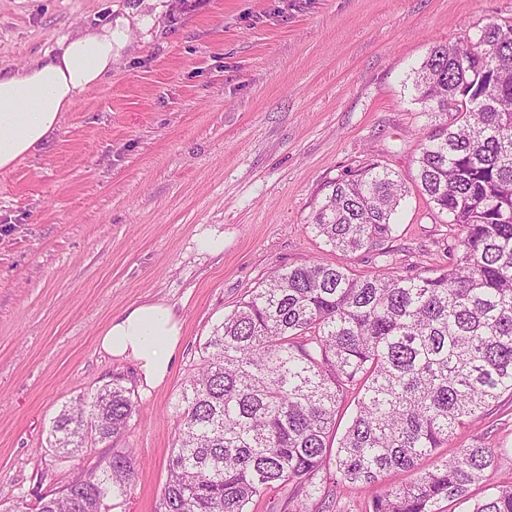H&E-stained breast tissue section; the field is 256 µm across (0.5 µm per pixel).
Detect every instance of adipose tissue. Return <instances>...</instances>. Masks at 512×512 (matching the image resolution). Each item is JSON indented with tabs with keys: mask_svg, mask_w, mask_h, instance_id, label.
Here are the masks:
<instances>
[{
	"mask_svg": "<svg viewBox=\"0 0 512 512\" xmlns=\"http://www.w3.org/2000/svg\"><path fill=\"white\" fill-rule=\"evenodd\" d=\"M123 28L104 24L68 37L58 53L44 54L0 76V169L23 161L60 130L79 97L112 71ZM182 324L172 307L146 302L114 316L98 337L100 351L132 357L142 375L161 384L181 342Z\"/></svg>",
	"mask_w": 512,
	"mask_h": 512,
	"instance_id": "1",
	"label": "adipose tissue"
}]
</instances>
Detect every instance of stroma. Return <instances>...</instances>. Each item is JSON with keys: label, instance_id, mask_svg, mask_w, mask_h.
<instances>
[{"label": "stroma", "instance_id": "35a3bbf8", "mask_svg": "<svg viewBox=\"0 0 512 512\" xmlns=\"http://www.w3.org/2000/svg\"><path fill=\"white\" fill-rule=\"evenodd\" d=\"M510 20L512 0H0L1 77L84 27L130 33L59 132L0 171V501L35 504L117 447L135 454L125 512H154L213 325L278 267L372 271L307 231L326 183L372 162L409 174L420 138L448 120L425 115L413 87L430 48ZM396 222L398 269L447 265L426 196L411 190ZM154 301L183 327L157 386L96 345L111 316ZM116 372L139 416L113 442L56 454L53 419ZM476 439L506 451L490 482L512 483V397L445 453Z\"/></svg>", "mask_w": 512, "mask_h": 512}]
</instances>
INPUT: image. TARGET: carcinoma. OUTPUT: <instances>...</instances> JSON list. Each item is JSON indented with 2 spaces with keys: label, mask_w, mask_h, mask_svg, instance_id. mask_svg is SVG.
Listing matches in <instances>:
<instances>
[{
  "label": "carcinoma",
  "mask_w": 512,
  "mask_h": 512,
  "mask_svg": "<svg viewBox=\"0 0 512 512\" xmlns=\"http://www.w3.org/2000/svg\"><path fill=\"white\" fill-rule=\"evenodd\" d=\"M479 46L438 44L417 71L425 113L454 104L455 120L420 140L416 167L368 164L329 182L304 228L343 254L381 265L285 266L213 327L203 360L181 391L177 446L156 512H252L287 485L288 512H324L327 483L378 488L372 512H512V484L491 485L506 448H440L464 419L512 396V37L489 23ZM497 67L495 104L477 105ZM448 218V266L393 270V223L407 183ZM354 414L328 454L338 406ZM138 413L125 377L60 411L49 447L73 455L109 441ZM135 476L130 448H114L61 490L0 512H112Z\"/></svg>",
  "instance_id": "cac0c4a2"
}]
</instances>
